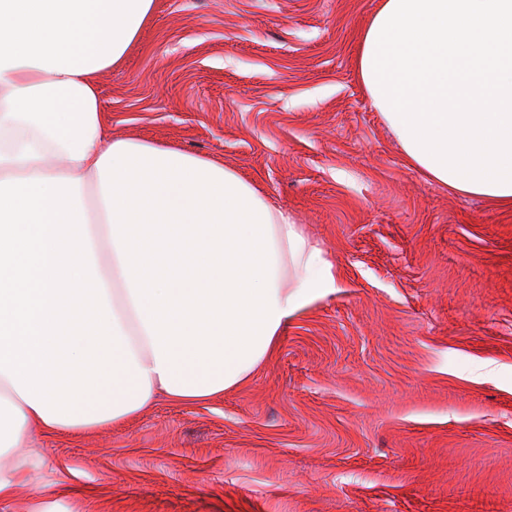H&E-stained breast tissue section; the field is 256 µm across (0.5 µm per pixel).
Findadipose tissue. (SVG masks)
<instances>
[{
  "mask_svg": "<svg viewBox=\"0 0 512 512\" xmlns=\"http://www.w3.org/2000/svg\"><path fill=\"white\" fill-rule=\"evenodd\" d=\"M155 0H0V503L44 434L247 385L340 284L325 246L213 158L108 131L99 76ZM358 81L407 164L512 205V0H377ZM92 378L52 394V351Z\"/></svg>",
  "mask_w": 512,
  "mask_h": 512,
  "instance_id": "adipose-tissue-1",
  "label": "adipose tissue"
}]
</instances>
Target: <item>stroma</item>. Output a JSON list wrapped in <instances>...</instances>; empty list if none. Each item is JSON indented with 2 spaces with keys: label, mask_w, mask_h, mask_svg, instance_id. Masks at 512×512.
<instances>
[{
  "label": "stroma",
  "mask_w": 512,
  "mask_h": 512,
  "mask_svg": "<svg viewBox=\"0 0 512 512\" xmlns=\"http://www.w3.org/2000/svg\"><path fill=\"white\" fill-rule=\"evenodd\" d=\"M155 3L108 127L261 185L340 289L224 398L35 435L0 512H512V205L406 165L356 77L376 0ZM40 464L38 448H29L27 453L15 458L10 468H0V503L9 501L22 483L29 481L39 471Z\"/></svg>",
  "instance_id": "1"
}]
</instances>
